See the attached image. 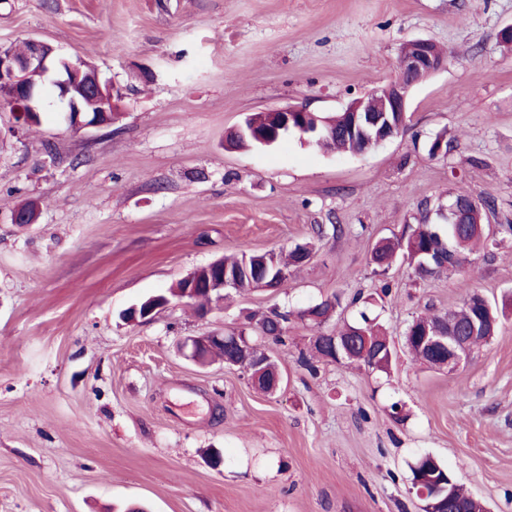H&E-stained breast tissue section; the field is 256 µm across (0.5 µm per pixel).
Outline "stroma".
Returning a JSON list of instances; mask_svg holds the SVG:
<instances>
[{
    "label": "stroma",
    "mask_w": 512,
    "mask_h": 512,
    "mask_svg": "<svg viewBox=\"0 0 512 512\" xmlns=\"http://www.w3.org/2000/svg\"><path fill=\"white\" fill-rule=\"evenodd\" d=\"M509 23L512 0H0V46L40 39L123 93L116 123L79 133L51 88L30 128L0 101V512H419L425 455L487 512H512V236L432 278L369 262L458 187L512 223ZM416 38L448 65L412 90L397 137L364 153L296 135L228 147L252 113L333 114L387 85ZM438 136L452 155H430ZM28 202L37 223H13ZM298 244L310 258L279 287L203 316L175 301L122 318L241 246ZM468 288L508 306L490 341L453 372L403 349L415 317ZM337 294L328 329L375 318L399 346L389 371H308L317 330L296 316L287 344L261 345L284 378L273 395L177 348Z\"/></svg>",
    "instance_id": "35a3bbf8"
}]
</instances>
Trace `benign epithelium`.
I'll use <instances>...</instances> for the list:
<instances>
[{"label":"benign epithelium","mask_w":512,"mask_h":512,"mask_svg":"<svg viewBox=\"0 0 512 512\" xmlns=\"http://www.w3.org/2000/svg\"><path fill=\"white\" fill-rule=\"evenodd\" d=\"M24 56L17 57L0 49V85L10 89V101L21 116L25 125H33V117L39 115L41 91L38 86L26 81L25 75L36 71L58 90V102L63 108V117L73 132H82L110 125L109 111L95 110L112 92V103L122 98V92L102 81L94 68L84 69L62 57L57 49L38 39L27 41ZM448 62L439 56L433 43L427 39H415L405 43L397 61L398 76L372 96L352 101L344 112L350 115V122L344 128L345 134L368 136L369 148L401 133L409 108L408 93L413 85L427 79L446 68ZM267 120L261 129L246 119L244 124L232 131L235 137L251 135L263 146L271 145L281 133L296 130L300 138L315 142L333 134L330 124L303 106H289L265 111ZM206 273L196 268L184 277L183 298L194 299L197 293L205 291L211 296L224 297V287L233 283L237 274L224 268V263L216 259L204 266ZM485 319L470 320L465 326L450 332L424 328L414 337L422 351L436 360L435 366L450 371L466 360L472 348L479 344L478 336L484 334ZM313 345L327 351L329 360L343 361L345 357L359 354L372 360L380 354L391 355L390 346L380 349L372 346L365 333L357 336H337L333 332H321L312 338ZM225 345L230 353L224 356L227 365H240L242 360L250 362L249 371L257 386H263L268 393L280 387L282 378L278 371L266 367V361L248 354L249 342L238 332H225L206 336H193L185 339L182 349L186 357L195 362H205L213 357L216 346ZM436 475L427 472L415 480L417 496L424 501L421 512H452L450 502L437 500V494H428L427 486L436 483Z\"/></svg>","instance_id":"1"}]
</instances>
